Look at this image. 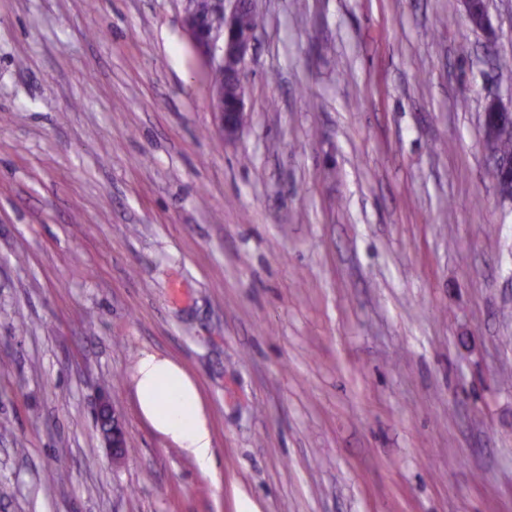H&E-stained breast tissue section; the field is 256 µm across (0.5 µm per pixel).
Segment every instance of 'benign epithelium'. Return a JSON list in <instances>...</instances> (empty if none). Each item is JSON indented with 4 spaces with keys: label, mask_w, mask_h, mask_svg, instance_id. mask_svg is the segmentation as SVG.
<instances>
[{
    "label": "benign epithelium",
    "mask_w": 512,
    "mask_h": 512,
    "mask_svg": "<svg viewBox=\"0 0 512 512\" xmlns=\"http://www.w3.org/2000/svg\"><path fill=\"white\" fill-rule=\"evenodd\" d=\"M185 26L193 44L205 53L219 52V62L224 67V84L212 88L214 112L224 140L231 141L241 132L245 121V102L242 73L246 58L255 40L253 25L255 7L253 0H190ZM224 16V25L214 24L216 15ZM237 87V95L225 100L224 85ZM512 120V109L503 107L498 100L486 104L483 113L484 147L492 161L496 185L505 186L512 181V161L504 163L494 149V142L502 119ZM95 419L105 447L112 451V458L125 454L126 434L123 416L110 404L106 393H101L95 406Z\"/></svg>",
    "instance_id": "obj_1"
}]
</instances>
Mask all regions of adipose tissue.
<instances>
[{
  "mask_svg": "<svg viewBox=\"0 0 512 512\" xmlns=\"http://www.w3.org/2000/svg\"><path fill=\"white\" fill-rule=\"evenodd\" d=\"M133 381L140 411L154 430L203 473H212L213 431L196 382L174 359L155 352L140 357Z\"/></svg>",
  "mask_w": 512,
  "mask_h": 512,
  "instance_id": "obj_1",
  "label": "adipose tissue"
}]
</instances>
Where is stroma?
<instances>
[{"instance_id":"1","label":"stroma","mask_w":512,"mask_h":512,"mask_svg":"<svg viewBox=\"0 0 512 512\" xmlns=\"http://www.w3.org/2000/svg\"><path fill=\"white\" fill-rule=\"evenodd\" d=\"M186 7L0 0V512H512V0L488 34L256 0L229 142ZM146 352L199 384L214 473L142 417ZM483 113L484 147L492 161L493 175L496 185L505 186L512 181V161L504 163L502 158L512 159V124L501 127L498 140V153L494 149V142L503 118L512 120V109L503 107L498 100H490ZM95 419L106 448L112 451V458L125 454L126 434L123 416L110 404L106 393L102 392L95 406Z\"/></svg>"}]
</instances>
